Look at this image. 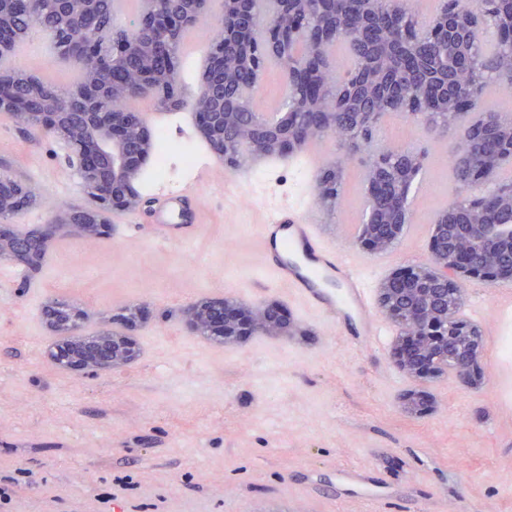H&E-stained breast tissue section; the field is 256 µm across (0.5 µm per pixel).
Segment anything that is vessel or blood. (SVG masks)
Returning a JSON list of instances; mask_svg holds the SVG:
<instances>
[{
  "instance_id": "b4317fda",
  "label": "vessel or blood",
  "mask_w": 512,
  "mask_h": 512,
  "mask_svg": "<svg viewBox=\"0 0 512 512\" xmlns=\"http://www.w3.org/2000/svg\"><path fill=\"white\" fill-rule=\"evenodd\" d=\"M214 165L213 158H206L193 181L162 193L149 226L119 224L115 227L118 236L146 235L165 245L196 240L202 227L195 224L189 203L197 199L200 186L209 182ZM258 236L272 260L277 282L293 288L302 303L312 307L325 324L334 326L349 347L371 342L379 350L387 349L389 330L379 316L373 281L358 271L347 250L326 236L323 225L288 210H276L259 226ZM494 294L492 308H485L477 298L467 314L476 322L492 317L494 335L507 343L512 341V288L500 286ZM496 366L505 381L492 399L495 418L512 412V357H501ZM346 493L362 504L364 512H380L393 486L378 483L364 467L349 466L338 471L333 495L339 498Z\"/></svg>"
}]
</instances>
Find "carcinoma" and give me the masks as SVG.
Segmentation results:
<instances>
[{"instance_id":"cac0c4a2","label":"carcinoma","mask_w":512,"mask_h":512,"mask_svg":"<svg viewBox=\"0 0 512 512\" xmlns=\"http://www.w3.org/2000/svg\"><path fill=\"white\" fill-rule=\"evenodd\" d=\"M121 0H98L90 10L85 0H31L21 6L17 0H0V42L18 48L32 27L38 26L51 38L54 53L64 62L70 61L73 43L93 41L101 58L96 63L74 65L78 78L71 84L44 80L16 68L0 65V74L11 79L10 88L22 98L38 92L46 96L60 114L54 132L39 128L37 117L21 126L22 132L34 140L48 135L60 142L69 141L73 129L85 122V114L71 90L80 84H91L102 92L103 109L117 112L135 111V103L151 99L156 109L169 112L190 108L196 112L195 99L178 105L171 99L155 95L145 85V77L155 83L181 84L183 74V41L197 24L188 13L190 0H159L157 7L164 14L179 20L172 40L151 35L141 29L140 21L126 27L118 24L116 11ZM418 0H401L397 11L388 4L380 5L373 14L369 33L361 35V0H327L319 11H311L300 2L289 12L275 18L279 37L257 26L251 33L253 45L249 60L224 67V28L211 27L206 56L214 60L215 98L211 121L224 126V150L236 158L235 172L246 173L252 165L248 158L261 150L264 158L285 159L309 144L332 138L339 153L333 166L314 182L312 197L320 209L330 212L343 199L346 166L358 155H366L363 182L366 183L365 214L360 238L366 241L396 242L405 224L409 223L410 192L426 169V152L417 148L394 146L377 140L374 131L381 120L392 113L404 114L402 94L410 93L418 100L428 101L430 91L421 75L401 73L385 67L388 42L397 25L422 19ZM475 12L496 16L500 21L512 13V0H465ZM321 30L320 62L315 83L322 89L318 99L309 97V85L293 83L291 94L299 105L284 111L278 124L284 135L261 130L258 98H246L229 121H224V92L241 93L249 85L252 68H266L283 59L293 58L294 66L310 61L314 48L310 37L296 36L298 29ZM343 49L348 58L344 72L332 64L336 49ZM478 57L477 68L482 82L474 86L465 73L452 74V85L464 89L475 101L459 109L453 103L439 112L423 109L409 121L429 135L439 136L453 131L448 146V165L459 186L458 192L440 212L439 228L433 232V247L440 253L462 243L470 245L467 254L470 270L484 281L512 279V237L503 236L502 226H512V181L494 180L502 166L512 160V117L485 106L486 87L496 85L505 94H512V45L502 42L495 29H484L474 37ZM409 51L422 59H437L447 66L451 52L438 39L426 33L412 39ZM356 81L353 95L343 94L342 80ZM293 137L298 146L285 150L283 141ZM111 175L107 158H102L100 176L79 174L86 193L98 200L99 178ZM98 207L73 206L62 211L57 231L77 233ZM13 252L0 253V261H12L13 254L23 253L33 268L44 261L52 240L31 228L6 235ZM448 279H437L422 266L411 268L408 277L392 276L388 288L386 315L396 324L399 340L393 355L405 349L403 365L410 371L423 370L433 377L450 373L456 382L481 378V368L473 358L475 336L480 330L459 314L463 301V284L456 270L448 266ZM42 315L58 334L65 337L69 352L99 348L100 336H71L73 322L83 321V313L59 300L47 302ZM261 333L280 331L285 323L279 309L267 307L260 311Z\"/></svg>"}]
</instances>
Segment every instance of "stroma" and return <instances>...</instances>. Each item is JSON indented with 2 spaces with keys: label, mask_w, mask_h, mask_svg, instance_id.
I'll use <instances>...</instances> for the list:
<instances>
[{
  "label": "stroma",
  "mask_w": 512,
  "mask_h": 512,
  "mask_svg": "<svg viewBox=\"0 0 512 512\" xmlns=\"http://www.w3.org/2000/svg\"><path fill=\"white\" fill-rule=\"evenodd\" d=\"M24 47L13 66L74 80L40 28ZM138 109L150 132L203 148L183 112L161 124L150 101ZM381 133L428 153L397 246L371 254L345 243L364 270L385 278L427 264L433 224L455 184L446 138L397 114L384 118ZM336 154L328 139L274 169L218 167L200 191L198 240L167 246L145 236L66 235L31 276L0 285V512H354L324 491L337 467L366 463L372 448L382 452L383 477L399 482L386 512H512V419L487 421L497 347L485 344L476 384L448 374L422 382L374 344L320 346L324 328L286 287L262 290L267 260L256 227L270 210L306 205L336 233L361 223L362 158L348 166L335 213L319 215L312 204L309 170L325 169ZM0 160L23 175L41 170L53 189L7 229L46 223L53 210L88 201L61 143H35L0 120ZM73 256L81 271L69 270ZM224 297L249 308L280 304L295 336L218 343L187 329L181 307ZM51 298L92 314L85 333L104 323L129 337L134 360L111 374L60 369L48 357L59 337L41 315ZM132 303L146 315L127 327L116 316ZM410 392L422 395V411L404 405Z\"/></svg>",
  "instance_id": "35a3bbf8"
}]
</instances>
